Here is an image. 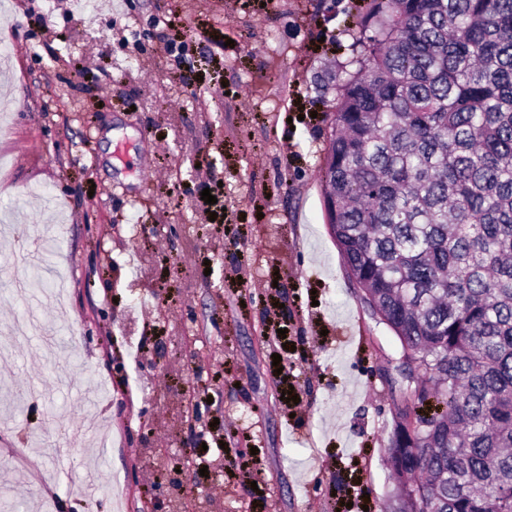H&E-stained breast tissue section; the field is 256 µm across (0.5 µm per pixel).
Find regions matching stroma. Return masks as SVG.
<instances>
[{"label":"stroma","instance_id":"obj_1","mask_svg":"<svg viewBox=\"0 0 512 512\" xmlns=\"http://www.w3.org/2000/svg\"><path fill=\"white\" fill-rule=\"evenodd\" d=\"M347 2L0 0V337L37 326L0 360L6 512L389 502L402 346L321 181Z\"/></svg>","mask_w":512,"mask_h":512}]
</instances>
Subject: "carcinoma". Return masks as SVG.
<instances>
[{
	"label": "carcinoma",
	"instance_id": "obj_1",
	"mask_svg": "<svg viewBox=\"0 0 512 512\" xmlns=\"http://www.w3.org/2000/svg\"><path fill=\"white\" fill-rule=\"evenodd\" d=\"M343 15L324 205L403 349L397 508L512 512V0Z\"/></svg>",
	"mask_w": 512,
	"mask_h": 512
}]
</instances>
